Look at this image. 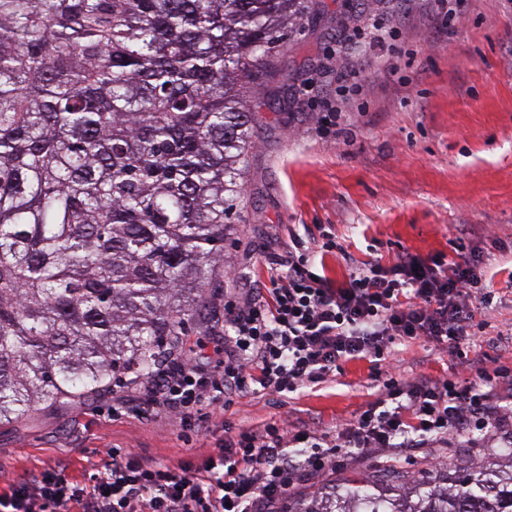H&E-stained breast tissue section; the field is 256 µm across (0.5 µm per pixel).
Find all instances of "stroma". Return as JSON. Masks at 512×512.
<instances>
[{
  "instance_id": "obj_1",
  "label": "stroma",
  "mask_w": 512,
  "mask_h": 512,
  "mask_svg": "<svg viewBox=\"0 0 512 512\" xmlns=\"http://www.w3.org/2000/svg\"><path fill=\"white\" fill-rule=\"evenodd\" d=\"M325 2L327 11L304 18L272 57L279 69L299 74L298 107L274 109L264 97L249 101L259 142L236 202V228L224 243V266L203 290L207 304L223 312L226 289L267 283V252L294 236H318L324 226L347 252L325 257V274L336 286L347 280L351 258L389 264L405 252L456 262L478 255L493 300L476 304L467 325L469 364L420 339L396 345L393 373L496 378L512 369V338L498 337L512 328V0H468L464 22L445 34L433 22L430 0ZM372 19L397 30V37L375 48L364 42L337 51L342 26ZM353 72L364 80L344 102L340 126L318 134L337 86ZM223 333L220 321L189 322L183 341L198 346L201 369L218 362L211 340ZM381 384L369 361H352L297 393L251 392L224 411H202L195 433L159 408L113 415L130 394L113 386L0 425V480L53 468L87 485L104 448L198 467L223 448L226 436L260 424L299 422L335 431L375 400ZM511 441L512 423L493 436L452 433L447 443L395 461L377 448L356 449L336 468L299 482L290 495L368 479L392 465L413 479Z\"/></svg>"
}]
</instances>
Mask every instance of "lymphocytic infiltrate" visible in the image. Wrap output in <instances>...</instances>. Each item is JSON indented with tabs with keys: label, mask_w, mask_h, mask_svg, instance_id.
I'll return each mask as SVG.
<instances>
[{
	"label": "lymphocytic infiltrate",
	"mask_w": 512,
	"mask_h": 512,
	"mask_svg": "<svg viewBox=\"0 0 512 512\" xmlns=\"http://www.w3.org/2000/svg\"><path fill=\"white\" fill-rule=\"evenodd\" d=\"M299 238L266 259L267 287L246 302L224 304V361L201 375L170 350L147 379L131 378L153 403L194 429L203 406L229 407L252 387L290 394L318 384L343 363L389 362L398 341L459 349L473 303L488 299L480 266L405 253L392 265L354 263L331 287L313 270ZM512 419V392L489 383L459 385L426 376L387 379L373 404L338 433L267 424L225 441L203 467L146 462L106 450L94 484L61 480L54 469L11 482L0 512H260L286 496L301 474L334 467L346 449L399 454L447 440L450 431L491 432ZM302 448L301 457L290 456Z\"/></svg>",
	"instance_id": "1"
}]
</instances>
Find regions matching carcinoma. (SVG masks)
Listing matches in <instances>:
<instances>
[{
	"label": "carcinoma",
	"instance_id": "obj_1",
	"mask_svg": "<svg viewBox=\"0 0 512 512\" xmlns=\"http://www.w3.org/2000/svg\"><path fill=\"white\" fill-rule=\"evenodd\" d=\"M309 0H0V424L151 372L203 315L256 143L246 92ZM273 104H291L288 76ZM289 512H512V444Z\"/></svg>",
	"mask_w": 512,
	"mask_h": 512
}]
</instances>
